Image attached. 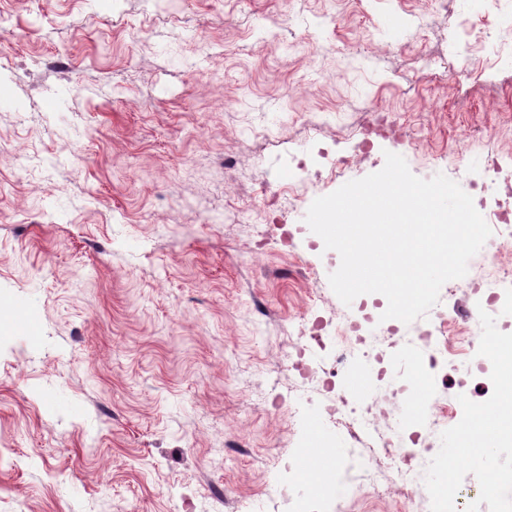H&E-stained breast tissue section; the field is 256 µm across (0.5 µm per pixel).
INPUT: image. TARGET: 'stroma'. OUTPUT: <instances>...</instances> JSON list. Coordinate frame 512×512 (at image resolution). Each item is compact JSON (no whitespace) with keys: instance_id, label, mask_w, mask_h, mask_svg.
Segmentation results:
<instances>
[{"instance_id":"1","label":"stroma","mask_w":512,"mask_h":512,"mask_svg":"<svg viewBox=\"0 0 512 512\" xmlns=\"http://www.w3.org/2000/svg\"><path fill=\"white\" fill-rule=\"evenodd\" d=\"M511 25L512 0H0V512H288L326 401L288 388L303 323L322 358L375 336L389 362L512 270V250L476 264L390 329L336 296L300 214L389 151L487 224L512 213ZM17 310L37 339L7 330ZM470 356L431 384L476 408L500 388ZM447 482L512 512L466 463Z\"/></svg>"}]
</instances>
